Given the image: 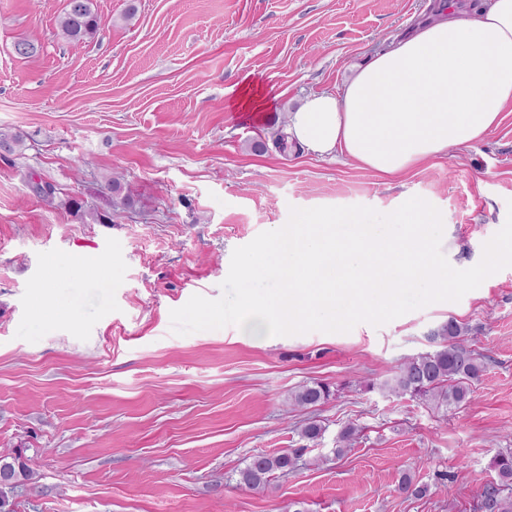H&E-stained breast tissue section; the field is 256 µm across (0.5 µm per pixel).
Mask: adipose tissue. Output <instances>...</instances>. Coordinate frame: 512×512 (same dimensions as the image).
Listing matches in <instances>:
<instances>
[{
	"label": "adipose tissue",
	"instance_id": "obj_1",
	"mask_svg": "<svg viewBox=\"0 0 512 512\" xmlns=\"http://www.w3.org/2000/svg\"><path fill=\"white\" fill-rule=\"evenodd\" d=\"M512 106V0H438L341 93L308 96L288 142L393 176L483 137Z\"/></svg>",
	"mask_w": 512,
	"mask_h": 512
}]
</instances>
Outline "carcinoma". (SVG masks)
<instances>
[{
    "instance_id": "cac0c4a2",
    "label": "carcinoma",
    "mask_w": 512,
    "mask_h": 512,
    "mask_svg": "<svg viewBox=\"0 0 512 512\" xmlns=\"http://www.w3.org/2000/svg\"><path fill=\"white\" fill-rule=\"evenodd\" d=\"M101 26V19L93 8V0H67L60 17V33L67 41L77 46L94 35ZM24 138L19 133L0 131V150L8 155L21 152ZM33 192L51 204L55 199V187L40 179L31 178ZM107 190L112 193V204L130 207L134 204L133 191L115 181H108ZM467 330L453 317L431 332L430 337L437 349L411 357L402 363L382 383V389L398 396H410L432 403L438 409L460 407L471 402L472 383L485 370L483 357L466 344ZM333 395L326 383L313 381L298 387L289 400L295 406H315ZM327 427L317 420L302 425L299 435L306 444L298 448H287L274 454L253 457L238 471V483L250 489H265L274 475H288L293 464L300 461L309 450V444L318 445L325 436ZM358 427L348 424L334 440L331 452L340 456L352 447ZM32 457L16 449L7 454L0 453V468H11L17 480L28 486L33 483L37 471L31 466ZM497 471L495 481L484 484L476 495V512H512V448L498 452L492 461ZM399 491L407 496L426 494L428 487L416 483L410 473L403 475Z\"/></svg>"
}]
</instances>
